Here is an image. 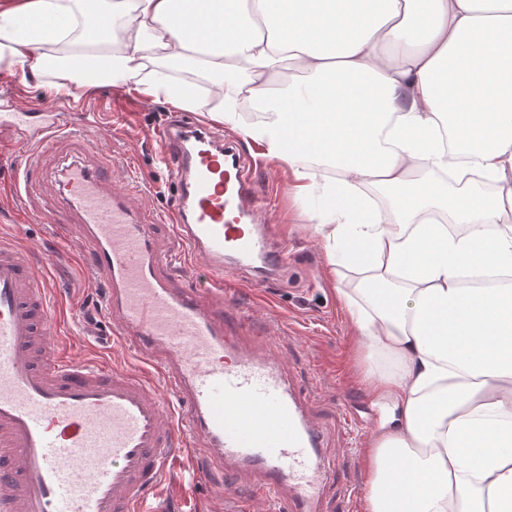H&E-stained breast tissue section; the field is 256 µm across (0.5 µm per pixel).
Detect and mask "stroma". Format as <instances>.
<instances>
[{"label": "stroma", "mask_w": 512, "mask_h": 512, "mask_svg": "<svg viewBox=\"0 0 512 512\" xmlns=\"http://www.w3.org/2000/svg\"><path fill=\"white\" fill-rule=\"evenodd\" d=\"M80 97L95 104L92 134L102 147L135 164L147 186L144 204L171 208L175 190L159 161L158 131L174 112V104L163 96H140L120 84L88 86ZM242 149L257 164L260 189L274 201L270 227L288 245V266L280 277L239 289L237 301L251 316L244 332L273 342L276 356L290 365L319 424L323 451L335 478L326 491L324 512H363L362 498H350L349 491L363 486L368 441L394 411L392 403L364 381L366 353L339 299L343 291L359 298L364 274L350 269L342 277H333L326 243L309 220L318 199L297 198L289 186L287 167L264 157L259 146L246 143ZM9 181L7 168L0 166V237L38 254L56 248L71 253L70 260L48 274L51 303L61 315L67 352L78 361L101 358L127 369L138 368V361L112 337L104 290L84 266L77 244L63 243L52 224L27 219L23 202L2 189ZM348 411L357 416V426L345 425ZM148 502L160 512H227L224 498L191 481L186 466L180 464L165 474Z\"/></svg>", "instance_id": "obj_1"}]
</instances>
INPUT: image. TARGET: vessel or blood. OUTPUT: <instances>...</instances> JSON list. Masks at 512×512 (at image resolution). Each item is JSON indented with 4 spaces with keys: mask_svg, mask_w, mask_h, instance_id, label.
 Listing matches in <instances>:
<instances>
[{
    "mask_svg": "<svg viewBox=\"0 0 512 512\" xmlns=\"http://www.w3.org/2000/svg\"><path fill=\"white\" fill-rule=\"evenodd\" d=\"M72 114L44 113L31 129L28 113L1 112L0 126L30 147L28 212L77 235L114 335L149 369L71 360L49 306L46 271L60 255L1 241L0 512H142L185 456L197 481L243 475L278 512H323L321 431L305 398L271 343L227 326L237 309L225 277L288 260L243 152L193 115L170 120L161 139L176 193L164 214L143 205L140 181L113 178L115 157L79 127L82 106ZM195 263L199 281L180 286L177 267Z\"/></svg>",
    "mask_w": 512,
    "mask_h": 512,
    "instance_id": "1",
    "label": "vessel or blood"
}]
</instances>
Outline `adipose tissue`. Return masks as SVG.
<instances>
[{
    "mask_svg": "<svg viewBox=\"0 0 512 512\" xmlns=\"http://www.w3.org/2000/svg\"><path fill=\"white\" fill-rule=\"evenodd\" d=\"M286 64L303 79L274 92ZM0 71L62 95L79 74L133 82L322 192L332 269L366 272L364 303L343 304L368 358L391 361L365 378L398 410L369 441L365 512H512V284H463L512 277V0H0ZM237 72L258 122L224 93Z\"/></svg>",
    "mask_w": 512,
    "mask_h": 512,
    "instance_id": "adipose-tissue-1",
    "label": "adipose tissue"
}]
</instances>
